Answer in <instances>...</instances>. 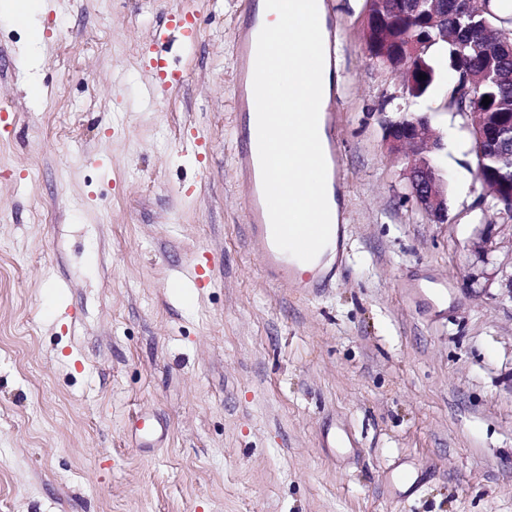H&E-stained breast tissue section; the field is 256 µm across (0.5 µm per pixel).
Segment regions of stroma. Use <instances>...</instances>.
I'll return each mask as SVG.
<instances>
[{
    "label": "stroma",
    "mask_w": 512,
    "mask_h": 512,
    "mask_svg": "<svg viewBox=\"0 0 512 512\" xmlns=\"http://www.w3.org/2000/svg\"><path fill=\"white\" fill-rule=\"evenodd\" d=\"M44 2L32 72L30 24L0 16V512H512V219L485 208L447 88L415 106L449 140L437 224L384 141L401 84L367 57L366 0H332L347 252L292 293L235 188L246 0ZM186 11L191 38L168 26ZM157 56L184 81L155 99ZM436 279L442 305L408 291ZM345 427L355 447H324ZM408 464L426 480L402 498Z\"/></svg>",
    "instance_id": "35a3bbf8"
}]
</instances>
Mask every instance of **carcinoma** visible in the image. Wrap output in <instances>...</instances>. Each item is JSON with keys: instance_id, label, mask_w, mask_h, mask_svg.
<instances>
[{"instance_id": "1", "label": "carcinoma", "mask_w": 512, "mask_h": 512, "mask_svg": "<svg viewBox=\"0 0 512 512\" xmlns=\"http://www.w3.org/2000/svg\"><path fill=\"white\" fill-rule=\"evenodd\" d=\"M448 2V38L441 28L424 25L430 10L429 0H401L398 12L388 24V33L406 43L422 36L429 43L427 52L415 60L417 88L411 94L414 100L427 98L438 85L448 84L451 93L448 109L457 112H484L490 125L497 128L500 139L512 140V128L499 116L512 113V49L496 42L487 33L486 23L491 18L472 8L459 12L455 0ZM496 25L512 26V0H498ZM491 102L482 104L484 97ZM479 173L486 186L483 200L489 208L499 209L498 193L503 185L512 184V160L504 157L498 148L484 151Z\"/></svg>"}]
</instances>
